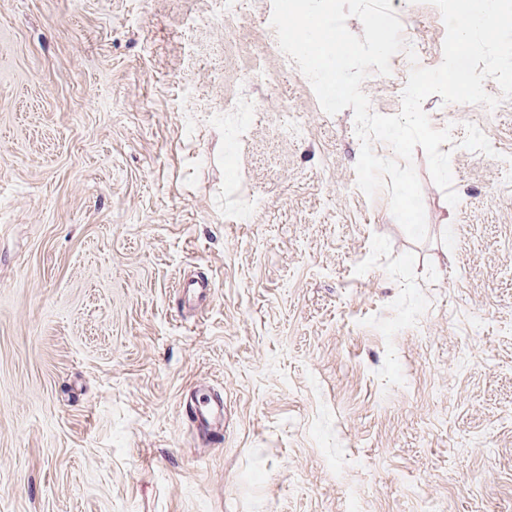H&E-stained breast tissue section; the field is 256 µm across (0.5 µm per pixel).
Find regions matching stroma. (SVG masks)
Segmentation results:
<instances>
[{
	"label": "stroma",
	"mask_w": 512,
	"mask_h": 512,
	"mask_svg": "<svg viewBox=\"0 0 512 512\" xmlns=\"http://www.w3.org/2000/svg\"><path fill=\"white\" fill-rule=\"evenodd\" d=\"M390 3L439 66L438 8ZM271 14L0 0V512H512V99L424 101L459 203L415 149L413 241ZM181 288L184 303L189 307H194L199 305L202 297L210 292L211 284L207 278L198 276L184 281ZM186 410L191 414L190 421L196 427L199 439H205L208 432L219 433L224 417V398L219 395L206 398L203 401H191L186 404ZM220 434V433H219Z\"/></svg>",
	"instance_id": "stroma-1"
}]
</instances>
